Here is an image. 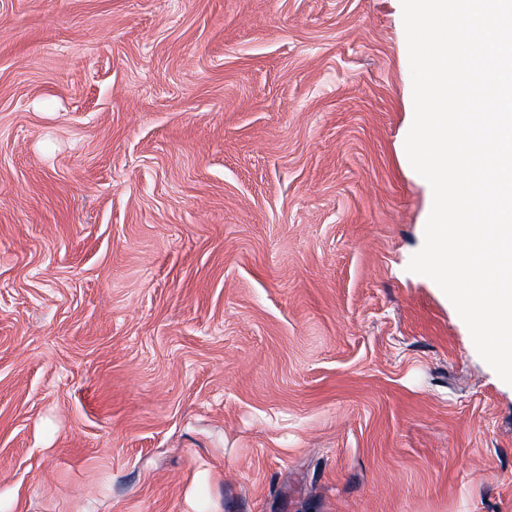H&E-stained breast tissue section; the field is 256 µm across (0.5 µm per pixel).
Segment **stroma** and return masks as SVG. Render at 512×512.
Instances as JSON below:
<instances>
[{
  "label": "stroma",
  "mask_w": 512,
  "mask_h": 512,
  "mask_svg": "<svg viewBox=\"0 0 512 512\" xmlns=\"http://www.w3.org/2000/svg\"><path fill=\"white\" fill-rule=\"evenodd\" d=\"M413 115L401 0H0V512H512Z\"/></svg>",
  "instance_id": "stroma-1"
}]
</instances>
